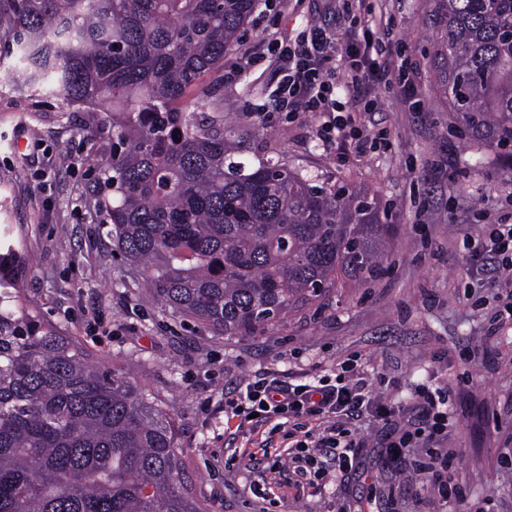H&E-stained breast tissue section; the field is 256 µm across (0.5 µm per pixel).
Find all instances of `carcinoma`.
Masks as SVG:
<instances>
[{"label": "carcinoma", "instance_id": "cac0c4a2", "mask_svg": "<svg viewBox=\"0 0 512 512\" xmlns=\"http://www.w3.org/2000/svg\"><path fill=\"white\" fill-rule=\"evenodd\" d=\"M437 2L448 112L474 153L512 158V0ZM255 3L0 0L17 51L0 77L117 139L97 193L121 256L174 313L239 337L376 274L390 231L368 192L252 156L224 124L220 71ZM24 274L1 246L0 512H207L165 403L22 306Z\"/></svg>", "mask_w": 512, "mask_h": 512}]
</instances>
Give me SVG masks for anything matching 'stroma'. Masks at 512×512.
Segmentation results:
<instances>
[{
	"label": "stroma",
	"mask_w": 512,
	"mask_h": 512,
	"mask_svg": "<svg viewBox=\"0 0 512 512\" xmlns=\"http://www.w3.org/2000/svg\"><path fill=\"white\" fill-rule=\"evenodd\" d=\"M370 21L392 24V56L419 66L422 105L375 85L381 148L355 155L350 142L325 144L322 117L305 112L264 123L249 113L272 90L267 43L309 22L336 21V0H272L257 5L241 40L224 57V118L249 127L255 149L276 148L292 166L341 177L389 204L392 233L377 278L311 303L252 337L215 335L152 293L148 268L128 265L93 186L112 157L111 132L60 99L0 86V239L28 251L21 303L80 340L96 365L129 368L135 381L179 417V446L208 512H512V321L505 300L466 263L463 241L484 223H512V163L478 165L462 151L435 82L442 24L436 0H366ZM257 59L245 66V56ZM356 365L376 391L414 403L426 383L449 387L451 418L441 451L462 501L442 499L413 467L392 470L376 427L362 423L361 489L328 482L324 492L292 483L288 430H258L224 414V391L268 372L294 381L334 378ZM278 461L257 478V462Z\"/></svg>",
	"instance_id": "stroma-1"
}]
</instances>
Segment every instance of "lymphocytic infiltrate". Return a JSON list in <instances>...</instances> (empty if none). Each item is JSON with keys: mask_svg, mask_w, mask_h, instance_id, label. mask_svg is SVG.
<instances>
[{"mask_svg": "<svg viewBox=\"0 0 512 512\" xmlns=\"http://www.w3.org/2000/svg\"><path fill=\"white\" fill-rule=\"evenodd\" d=\"M275 61L274 88L268 102L255 105L253 116L269 120L273 114L293 115L320 112L327 120L325 140L341 135L354 140L358 153H365L369 139L347 119L348 113L377 111L369 88L374 84L398 86L405 100L416 93L410 76L411 64L401 60L390 68L384 56L387 47L383 30L363 32L361 38L337 45L325 26L311 22L295 36L269 46ZM340 58L346 83L336 81L333 58ZM467 261L498 287L512 288V225H484L479 243H465ZM224 406L240 418L258 426L271 418L306 419L319 422V429L305 430L294 440L296 473L303 485L314 487L328 473L337 482L356 481L363 475V448L350 429L351 423L369 420L383 431V454L388 464H401L411 448L437 439L448 427V402L442 390L422 387L416 392L417 421L413 428L400 426L402 408L384 402L363 377L337 376L326 380L293 383L266 375L252 379L228 392Z\"/></svg>", "mask_w": 512, "mask_h": 512, "instance_id": "lymphocytic-infiltrate-1", "label": "lymphocytic infiltrate"}]
</instances>
